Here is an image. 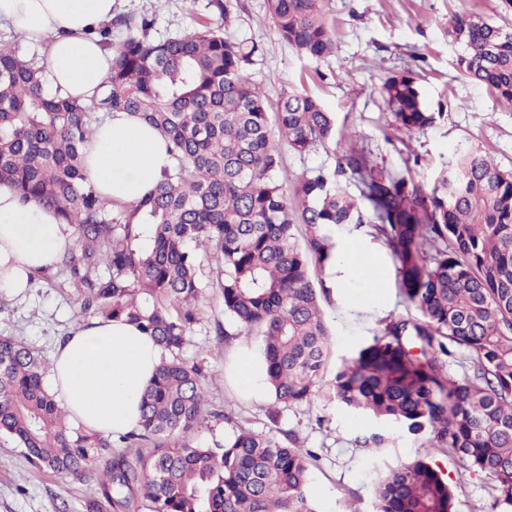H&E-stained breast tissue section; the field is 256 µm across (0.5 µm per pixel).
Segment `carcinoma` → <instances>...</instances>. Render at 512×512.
Segmentation results:
<instances>
[{"instance_id":"carcinoma-1","label":"carcinoma","mask_w":512,"mask_h":512,"mask_svg":"<svg viewBox=\"0 0 512 512\" xmlns=\"http://www.w3.org/2000/svg\"><path fill=\"white\" fill-rule=\"evenodd\" d=\"M268 2L297 53H334L325 0ZM114 24L127 37L87 103L50 91L42 68L0 44V183L74 228L75 251L55 267L84 288L77 320L134 322L164 355L138 428L114 438L70 427L43 382L46 358L0 334V434L36 467L74 478L105 459L86 512H125L135 496L150 512H316L307 495L316 456L286 433H256L208 411L206 374L180 351L199 321L206 256L237 335L262 337L269 414L310 401L331 351L318 296L327 289L314 287L310 266L325 269L335 239L370 224L418 315L389 320L341 366L334 398L428 433L427 447L493 476L497 501L512 507V174L464 151L426 189L410 167L378 171L369 150L351 146L334 172L295 177L288 198L265 96L245 77L257 43L207 24L156 41L146 16ZM448 37L461 73L512 102V31L471 15L455 19ZM380 94L399 127L435 122L411 76L387 79ZM97 112L136 114L166 143L173 169L145 200L109 204L88 178ZM275 124L300 154L335 135L334 118L307 94L285 95ZM102 264L107 273L92 275ZM451 346L467 351L471 372H447ZM220 416L232 424L224 442H199ZM374 494L376 512H452L448 483L422 458L381 475Z\"/></svg>"}]
</instances>
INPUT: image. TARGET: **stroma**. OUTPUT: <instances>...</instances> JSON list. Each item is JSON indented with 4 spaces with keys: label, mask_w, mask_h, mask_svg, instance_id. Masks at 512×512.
<instances>
[{
    "label": "stroma",
    "mask_w": 512,
    "mask_h": 512,
    "mask_svg": "<svg viewBox=\"0 0 512 512\" xmlns=\"http://www.w3.org/2000/svg\"><path fill=\"white\" fill-rule=\"evenodd\" d=\"M226 2V20L210 11L208 0H116V11L153 18L150 36L156 40L205 22L223 28L227 38L247 37L261 44L263 53L247 76L262 89L269 107H276L283 94L299 92L316 98L335 118L334 139L309 152L297 153L274 140L289 174L334 170L342 152L353 144L369 148L374 163L385 169L403 168L408 156L420 155L414 179L425 186L460 149L479 151L500 170L512 172V103L459 74L458 48L448 38V27L457 16L476 14L512 25V8L505 0H326L336 51L321 60L298 55L280 37L268 0ZM406 72L437 114L432 126L413 132L398 127L379 94L387 78ZM359 293L356 286L343 288L322 302L331 339L326 379H333L344 359L371 344L386 320L411 312L398 287L396 267L388 269L380 310L366 321L347 316L348 305ZM80 299L79 288L54 270L35 277L26 298L0 292V334L21 337L42 355L52 356L76 323ZM198 318L181 356L207 372L211 409L232 411L237 421L258 433L290 432L301 447L311 450L317 461L308 493L319 512H374L379 474L427 454L453 488L454 512H504L492 491V476L467 470L441 453H427L424 436L382 427L342 409L329 388H322L310 402L281 408L278 417H270L268 401L241 397L225 373L236 349L261 352L260 339L236 335L218 289H208ZM374 434L380 435V443L365 444V437ZM101 470L94 465L85 478L76 480L35 469L22 448L2 436L0 512H57L63 503L68 512H86Z\"/></svg>",
    "instance_id": "1"
}]
</instances>
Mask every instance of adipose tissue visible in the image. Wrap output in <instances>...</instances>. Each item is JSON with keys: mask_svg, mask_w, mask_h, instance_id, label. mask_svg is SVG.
I'll return each instance as SVG.
<instances>
[{"mask_svg": "<svg viewBox=\"0 0 512 512\" xmlns=\"http://www.w3.org/2000/svg\"><path fill=\"white\" fill-rule=\"evenodd\" d=\"M114 0H0V26L42 46L53 90L83 101L108 74L113 52L87 39L85 30L113 17ZM86 171L107 201L135 203L149 196L172 159L157 133L137 115L116 112L94 127L85 148ZM75 247L73 228L38 201H21L0 184V291L26 293L36 270L55 264ZM385 255L363 242L334 251L327 287L361 282L362 294L349 307L369 313L385 287ZM163 351L135 324L95 317L76 324L52 360V387L69 420L108 435L134 429L142 394ZM243 391L269 395L264 359L244 351L234 368Z\"/></svg>", "mask_w": 512, "mask_h": 512, "instance_id": "ef3b65f1", "label": "adipose tissue"}]
</instances>
